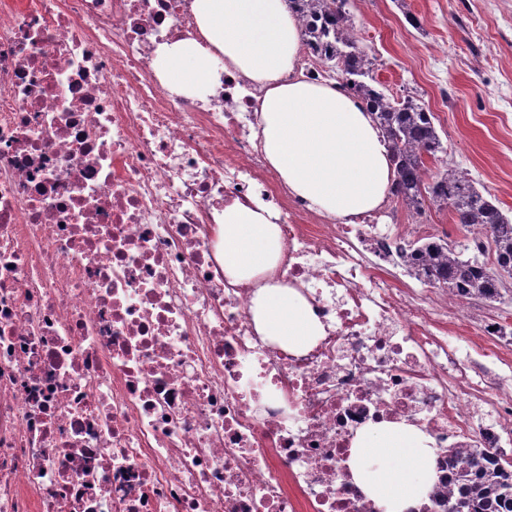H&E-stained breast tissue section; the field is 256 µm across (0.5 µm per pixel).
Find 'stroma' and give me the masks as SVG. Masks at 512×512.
<instances>
[{
  "instance_id": "35a3bbf8",
  "label": "stroma",
  "mask_w": 512,
  "mask_h": 512,
  "mask_svg": "<svg viewBox=\"0 0 512 512\" xmlns=\"http://www.w3.org/2000/svg\"><path fill=\"white\" fill-rule=\"evenodd\" d=\"M353 0L358 45L391 94L434 112L445 161L466 170L512 216V0ZM421 21L413 27L408 15ZM442 161V162H445ZM430 159L436 172L441 164Z\"/></svg>"
}]
</instances>
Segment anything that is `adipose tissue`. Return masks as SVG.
Listing matches in <instances>:
<instances>
[{
  "instance_id": "ef3b65f1",
  "label": "adipose tissue",
  "mask_w": 512,
  "mask_h": 512,
  "mask_svg": "<svg viewBox=\"0 0 512 512\" xmlns=\"http://www.w3.org/2000/svg\"><path fill=\"white\" fill-rule=\"evenodd\" d=\"M192 12L200 39L165 44L156 52L155 68L172 78V91L206 95L216 62H223L265 90L262 152L289 194L335 218L379 207L393 179L382 134L337 82L293 77L300 32L287 0H194ZM218 232L228 278L250 280L277 267L279 230L263 212L226 207ZM251 314L262 335L291 351L309 348L323 333L310 305L280 284L259 288ZM435 462L433 438L402 422L359 430L348 466L379 512H407L425 495Z\"/></svg>"
}]
</instances>
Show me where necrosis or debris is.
I'll return each mask as SVG.
<instances>
[{"mask_svg":"<svg viewBox=\"0 0 512 512\" xmlns=\"http://www.w3.org/2000/svg\"><path fill=\"white\" fill-rule=\"evenodd\" d=\"M191 3L0 0V512H378L351 442L401 421L439 449L412 512H447L449 449L512 457V323L470 314L483 343L457 346L462 297L407 287L396 249L440 230L394 196L340 220L288 194L257 84L165 87L155 52L198 37ZM236 203L279 228L275 279L325 331L307 353L224 275Z\"/></svg>","mask_w":512,"mask_h":512,"instance_id":"4bbe7bcc","label":"necrosis or debris"}]
</instances>
